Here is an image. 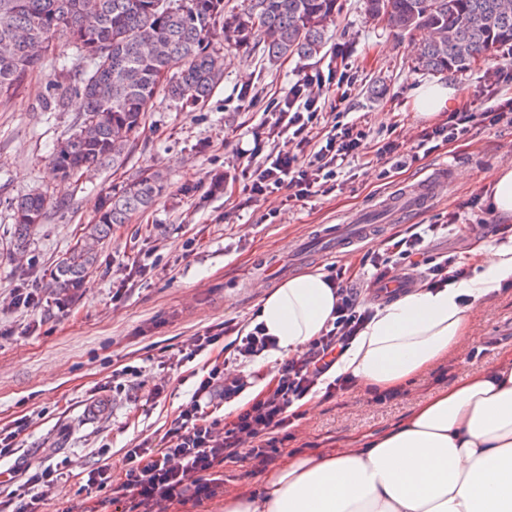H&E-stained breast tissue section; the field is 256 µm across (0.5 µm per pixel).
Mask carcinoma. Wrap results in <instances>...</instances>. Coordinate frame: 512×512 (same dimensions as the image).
Masks as SVG:
<instances>
[{"label": "carcinoma", "instance_id": "cac0c4a2", "mask_svg": "<svg viewBox=\"0 0 512 512\" xmlns=\"http://www.w3.org/2000/svg\"><path fill=\"white\" fill-rule=\"evenodd\" d=\"M340 0H182L169 11L161 0H0V96L48 55L61 80L52 83L56 104L80 96L85 110L51 155L63 178L81 177L108 164L124 166L159 89L176 103L194 104L223 77L210 44L223 25L229 48L262 51L270 60L318 54ZM365 12L386 27L412 34L428 30L419 69L444 73L468 69L497 48L512 47V0H365ZM75 54L54 55L58 42ZM168 187L152 170L107 193L83 235L59 262L50 287L72 293L98 260L112 226L155 205ZM53 202L33 191L12 207L10 242L25 248Z\"/></svg>", "mask_w": 512, "mask_h": 512}]
</instances>
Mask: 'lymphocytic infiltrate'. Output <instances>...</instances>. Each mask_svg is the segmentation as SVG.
I'll use <instances>...</instances> for the list:
<instances>
[{
  "mask_svg": "<svg viewBox=\"0 0 512 512\" xmlns=\"http://www.w3.org/2000/svg\"><path fill=\"white\" fill-rule=\"evenodd\" d=\"M319 75L298 80L288 96L272 101L271 114L281 148L263 158L241 151L242 172L247 182L243 189L258 199L276 192L301 199L319 192L335 179L339 170L363 155L367 136L356 124L332 126L315 143L314 129L320 112L317 100L308 95L318 84ZM491 125H512V99L476 114L466 110L450 113L446 122L424 133L423 144L437 147L466 136L476 121ZM455 222L418 224L399 240H390L367 251L361 269L374 283L394 280L402 267L423 263L430 286L442 287L460 278L463 270L456 256L426 254L427 238L442 232L457 231ZM345 273L331 271L328 280L336 290L335 318L322 336L299 355L280 363L273 383L238 409L233 419L219 423L211 419L207 402L216 389H223L225 401L237 399L250 385L248 374L225 376L221 366H213L203 375L191 397L182 404L176 426L154 448L141 442L127 449L118 465H103L88 473V485L108 490L114 512H163L172 503L186 500H210L221 488L224 469L230 463H248L268 469L278 458L277 443L304 417L301 402L318 393L331 400L348 392L351 384L342 377L326 380L340 354L372 318L374 309L361 301L357 289L344 285ZM273 340L262 326L238 334L236 326L225 325L218 331H206L196 337L192 352L201 354L222 350L237 365L253 362L269 351ZM54 483L51 469L9 473L0 492V512H42V490Z\"/></svg>",
  "mask_w": 512,
  "mask_h": 512,
  "instance_id": "lymphocytic-infiltrate-1",
  "label": "lymphocytic infiltrate"
}]
</instances>
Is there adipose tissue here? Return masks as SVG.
Returning a JSON list of instances; mask_svg holds the SVG:
<instances>
[{
  "label": "adipose tissue",
  "instance_id": "obj_1",
  "mask_svg": "<svg viewBox=\"0 0 512 512\" xmlns=\"http://www.w3.org/2000/svg\"><path fill=\"white\" fill-rule=\"evenodd\" d=\"M476 271L378 306L331 376L356 390H399L474 341L471 318L512 282V241L480 245ZM336 308L323 273L265 294L256 321L276 340L262 369L321 336ZM224 512H512V353L415 404L382 432L332 450L292 453Z\"/></svg>",
  "mask_w": 512,
  "mask_h": 512
}]
</instances>
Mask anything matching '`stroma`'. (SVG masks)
Instances as JSON below:
<instances>
[{"label":"stroma","instance_id":"stroma-1","mask_svg":"<svg viewBox=\"0 0 512 512\" xmlns=\"http://www.w3.org/2000/svg\"><path fill=\"white\" fill-rule=\"evenodd\" d=\"M342 2L320 54L272 62L240 48L224 53V79L207 100L175 105L156 95L134 153L118 170L106 166L64 181L54 176L50 156L82 110L73 97L54 105L51 62L0 97V426L28 421L20 452L0 461V470L30 464L56 470L44 512H112L104 493L87 488V471L174 428L206 361L200 355L189 365L183 354L206 330L227 321L248 323L265 290L278 283L267 276L268 268L279 266L292 276L332 267L357 273L362 249L330 252L320 226L377 224L387 239L413 224L445 223L454 213L461 231L429 239L428 250L456 255L468 272L477 243L512 236V221L486 209L496 168L512 160V125L477 124L470 136L392 167L385 179L379 175L384 162L372 149L392 128L402 153L413 154L425 129L446 120L443 112L432 120L417 118L412 99L420 84L453 86L456 108L475 113L512 97V84L494 77L512 71V50L495 51L462 72L436 75L417 68V39L368 19L364 0ZM342 61L349 65L351 95L338 102L327 89L322 97L368 131L370 151L330 189L304 200L289 202L281 194L247 199L238 153L254 146L252 131L263 112L251 98L285 97L303 74ZM441 164L450 167L452 186L432 205L401 217L383 207L386 195ZM150 168L166 174V193L130 223L113 227L81 288L53 292L51 274L96 214L101 195ZM213 170L231 177L217 193L208 186ZM34 190L52 195L55 206L30 244L12 250L11 204ZM17 288L37 289L38 305L14 307ZM472 327L476 341L416 376L396 398L378 403L367 393H345L322 402L293 428L280 453L329 448L387 429L420 399L497 363L512 351V285L481 306ZM157 383L165 385V398L142 410L141 400Z\"/></svg>","mask_w":512,"mask_h":512}]
</instances>
